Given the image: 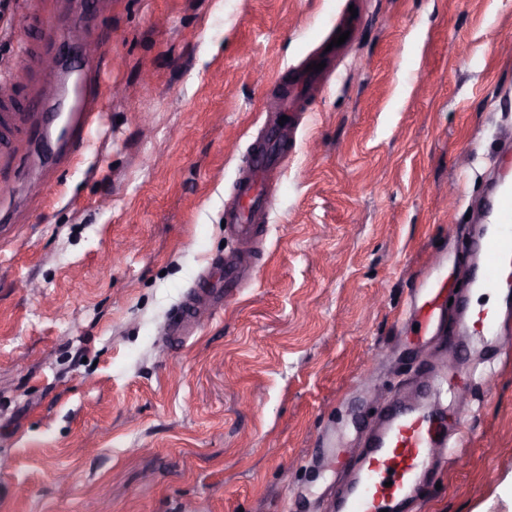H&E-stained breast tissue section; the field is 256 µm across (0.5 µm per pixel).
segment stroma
I'll return each instance as SVG.
<instances>
[{
  "label": "stroma",
  "instance_id": "obj_1",
  "mask_svg": "<svg viewBox=\"0 0 512 512\" xmlns=\"http://www.w3.org/2000/svg\"><path fill=\"white\" fill-rule=\"evenodd\" d=\"M0 0V82L46 134L0 155V512H324L381 404L447 376L463 446L408 512H512V355L439 358L400 324L444 240L492 223L512 128V0ZM107 28L96 44L95 27ZM289 113L295 147L256 225L255 281L185 342L187 294L241 250L224 209L282 77L340 30ZM96 44L46 79L29 46ZM98 87L80 154L50 106Z\"/></svg>",
  "mask_w": 512,
  "mask_h": 512
}]
</instances>
